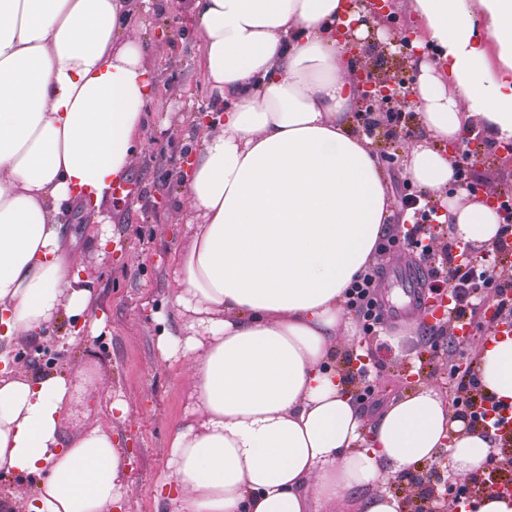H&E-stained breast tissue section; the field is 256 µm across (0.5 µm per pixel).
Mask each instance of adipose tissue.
Wrapping results in <instances>:
<instances>
[{
    "label": "adipose tissue",
    "mask_w": 512,
    "mask_h": 512,
    "mask_svg": "<svg viewBox=\"0 0 512 512\" xmlns=\"http://www.w3.org/2000/svg\"><path fill=\"white\" fill-rule=\"evenodd\" d=\"M152 0H0V472L42 474L12 512H112L124 457L94 418L67 433L71 381L12 367L17 340L97 301L64 227L74 199L102 206L147 147L157 74L126 17ZM420 37L409 60L420 138L404 174L445 202L455 243L487 246L502 219L456 194L453 154L471 124L512 141V0H404ZM208 123L188 145L174 257L193 422L170 442L183 512H401L380 489L444 455L482 474L496 446L431 388L367 418L336 368L352 341L350 283L375 261L394 210L376 152L353 133L359 90L342 34L367 27L348 0H190ZM487 394L512 406V336L476 344Z\"/></svg>",
    "instance_id": "obj_1"
}]
</instances>
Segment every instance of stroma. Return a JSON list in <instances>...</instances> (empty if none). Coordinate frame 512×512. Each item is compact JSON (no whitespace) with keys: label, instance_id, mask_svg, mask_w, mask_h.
I'll return each instance as SVG.
<instances>
[{"label":"stroma","instance_id":"1","mask_svg":"<svg viewBox=\"0 0 512 512\" xmlns=\"http://www.w3.org/2000/svg\"><path fill=\"white\" fill-rule=\"evenodd\" d=\"M136 25L146 57L159 72V83L147 105L153 117L149 148L127 178L133 187L131 195L112 198V241L105 252L88 244L99 226L93 207L73 205L66 222L68 233L76 235L83 250V274L93 284L97 314L104 323L91 335L81 319L62 315L50 335L19 340L14 358L18 369L32 374L57 373L73 381L88 373L99 378L95 398L81 397L72 403L69 432L87 424V414L95 405L124 401L126 420L112 422V438L122 448L127 466L122 512H180L166 494L172 477L169 444L175 429L186 420L191 401L180 361L162 359L156 337L160 318L168 319L170 329L180 325L174 305L173 257L189 243L192 230L175 223L172 213L180 196L182 143L193 131L192 117L200 111L207 87L193 36L195 20L186 0H172L171 6L137 19ZM414 30L411 18L403 10H394L381 30L367 34L361 64L380 77L414 82L406 59L391 49L393 41ZM396 131V139L380 132L372 142L383 177L398 199L407 184L402 153L421 134L417 111H410ZM468 135L484 141V156L471 169L472 179L485 190L512 191V162L501 159L500 146L487 139L479 126H472ZM379 299L386 319L383 330L376 336L356 334L336 359L341 367L355 356L368 363L374 397L363 404V411L376 414L393 398L419 385L449 393L450 368L475 361L471 346H452L448 330L431 319L407 329V295L401 287L382 289Z\"/></svg>","mask_w":512,"mask_h":512}]
</instances>
